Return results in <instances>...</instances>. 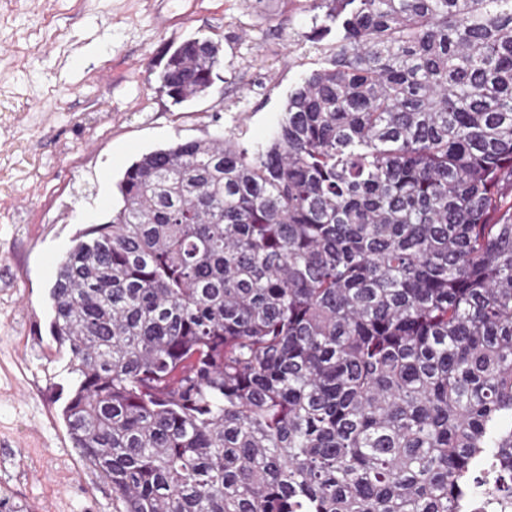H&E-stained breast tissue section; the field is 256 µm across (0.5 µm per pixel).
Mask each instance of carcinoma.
<instances>
[{
  "label": "carcinoma",
  "instance_id": "carcinoma-1",
  "mask_svg": "<svg viewBox=\"0 0 512 512\" xmlns=\"http://www.w3.org/2000/svg\"><path fill=\"white\" fill-rule=\"evenodd\" d=\"M327 63L264 147L141 155L51 288L112 512L512 504V0H306ZM221 46L158 75L176 105Z\"/></svg>",
  "mask_w": 512,
  "mask_h": 512
}]
</instances>
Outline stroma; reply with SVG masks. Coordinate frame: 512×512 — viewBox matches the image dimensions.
<instances>
[{
	"label": "stroma",
	"instance_id": "35a3bbf8",
	"mask_svg": "<svg viewBox=\"0 0 512 512\" xmlns=\"http://www.w3.org/2000/svg\"><path fill=\"white\" fill-rule=\"evenodd\" d=\"M298 0H0V498L27 512H112L61 415L71 353L49 290L74 235L109 221L141 154L219 133L266 143L325 59ZM219 42L209 93L173 104L167 51Z\"/></svg>",
	"mask_w": 512,
	"mask_h": 512
}]
</instances>
